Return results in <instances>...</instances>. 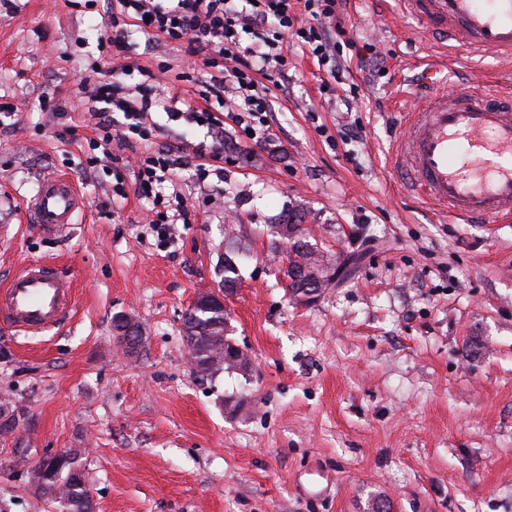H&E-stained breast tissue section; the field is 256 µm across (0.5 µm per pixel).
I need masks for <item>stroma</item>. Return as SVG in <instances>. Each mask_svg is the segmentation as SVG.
<instances>
[{"mask_svg":"<svg viewBox=\"0 0 512 512\" xmlns=\"http://www.w3.org/2000/svg\"><path fill=\"white\" fill-rule=\"evenodd\" d=\"M393 7L344 0L334 56L291 47L287 83L266 89L268 138L225 119L223 164L204 170L191 161L207 127L166 114L209 88L185 45L132 25L126 51L103 53L104 13L83 0L0 5V107L21 117L0 127V282L54 261L76 300L53 330L0 327V512H59L32 471L63 450L93 512H512V223L448 222L390 160L424 93L452 75L512 82V66L475 56L422 85L419 59L441 46ZM127 63L166 70L147 137L90 167L80 82ZM163 147L189 161L164 191L190 221L160 241L124 158ZM47 174L84 201L56 234L23 221ZM299 210L322 247L356 259L307 307L268 249ZM231 230L250 252L227 303L250 367L210 377L190 364L184 318L217 289ZM126 317L142 333L132 349Z\"/></svg>","mask_w":512,"mask_h":512,"instance_id":"obj_1","label":"stroma"}]
</instances>
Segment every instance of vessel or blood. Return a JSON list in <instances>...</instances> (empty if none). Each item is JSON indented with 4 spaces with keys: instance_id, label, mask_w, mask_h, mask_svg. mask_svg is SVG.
Instances as JSON below:
<instances>
[{
    "instance_id": "1",
    "label": "vessel or blood",
    "mask_w": 512,
    "mask_h": 512,
    "mask_svg": "<svg viewBox=\"0 0 512 512\" xmlns=\"http://www.w3.org/2000/svg\"><path fill=\"white\" fill-rule=\"evenodd\" d=\"M455 54L512 61V0H397ZM409 133L398 141L395 165L435 208L460 221L512 218V88L459 83L421 100L408 113ZM500 164L490 166L486 154ZM83 200L68 178L50 174L28 210L32 223H72ZM73 282L50 262L25 264L0 288V323L39 333L69 319Z\"/></svg>"
}]
</instances>
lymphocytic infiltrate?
Returning a JSON list of instances; mask_svg holds the SVG:
<instances>
[{
	"mask_svg": "<svg viewBox=\"0 0 512 512\" xmlns=\"http://www.w3.org/2000/svg\"><path fill=\"white\" fill-rule=\"evenodd\" d=\"M343 0H118L117 13L107 25L111 30L106 43L124 50L128 21L170 42H186L191 54L203 55L211 68L209 94L223 100L225 88L238 90L237 112L255 119L266 111L265 97L257 95L258 77L268 66L283 69L288 65V46L307 48L318 59L331 56L334 43L329 28L340 21ZM265 29L260 42L242 45L241 34ZM139 98L127 95L122 77L81 86L93 107L96 128L102 134L104 148L112 146V115L122 113L123 129L139 134L143 117L154 104L151 96L153 77L143 70ZM180 163L170 151L148 153L138 158L136 179L142 192L149 193L172 177Z\"/></svg>",
	"mask_w": 512,
	"mask_h": 512,
	"instance_id": "lymphocytic-infiltrate-1",
	"label": "lymphocytic infiltrate"
}]
</instances>
